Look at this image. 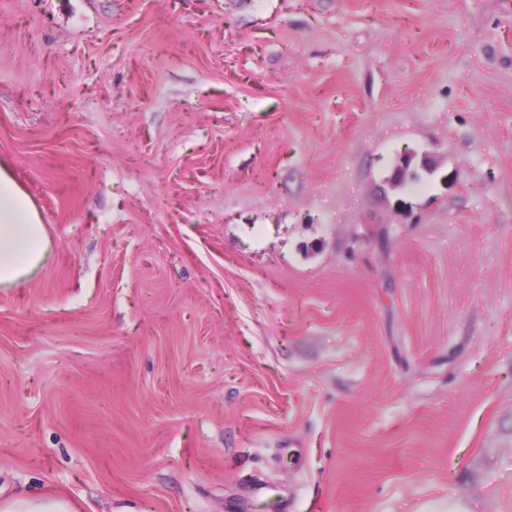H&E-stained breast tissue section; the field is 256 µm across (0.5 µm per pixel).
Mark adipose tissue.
<instances>
[{"instance_id": "adipose-tissue-1", "label": "adipose tissue", "mask_w": 512, "mask_h": 512, "mask_svg": "<svg viewBox=\"0 0 512 512\" xmlns=\"http://www.w3.org/2000/svg\"><path fill=\"white\" fill-rule=\"evenodd\" d=\"M51 249L39 212L0 167V288L23 285L43 267Z\"/></svg>"}]
</instances>
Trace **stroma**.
I'll return each mask as SVG.
<instances>
[{
    "instance_id": "stroma-1",
    "label": "stroma",
    "mask_w": 512,
    "mask_h": 512,
    "mask_svg": "<svg viewBox=\"0 0 512 512\" xmlns=\"http://www.w3.org/2000/svg\"><path fill=\"white\" fill-rule=\"evenodd\" d=\"M0 162V498L512 512V0H0ZM52 244L39 212L0 167V288L20 287L45 264Z\"/></svg>"
}]
</instances>
